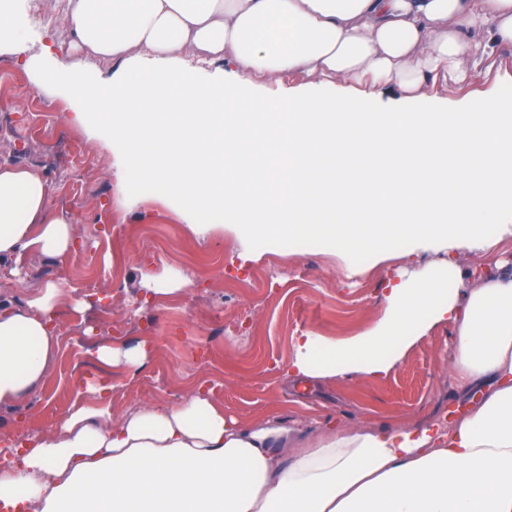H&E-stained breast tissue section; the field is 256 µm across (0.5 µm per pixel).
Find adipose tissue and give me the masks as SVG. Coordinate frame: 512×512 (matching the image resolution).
I'll list each match as a JSON object with an SVG mask.
<instances>
[{
  "instance_id": "adipose-tissue-1",
  "label": "adipose tissue",
  "mask_w": 512,
  "mask_h": 512,
  "mask_svg": "<svg viewBox=\"0 0 512 512\" xmlns=\"http://www.w3.org/2000/svg\"><path fill=\"white\" fill-rule=\"evenodd\" d=\"M89 56L126 68L77 77L75 111L119 144L145 185L250 239L319 235L385 260L431 244L491 252L512 234V86L441 109L428 79L463 75L490 27L512 46V0H67ZM231 57L223 72L203 66ZM303 72L287 108L256 105L240 81ZM398 88L404 104L383 102ZM34 166L0 163V263L74 249ZM61 283L0 306V405L38 390L58 345ZM452 321L449 384L480 399L411 427L244 423L203 388L112 418L110 389L51 434L0 440L5 512H512V274L461 291L441 261L390 286L357 338L295 340L298 378L384 376L437 323ZM292 449L282 458L281 449Z\"/></svg>"
}]
</instances>
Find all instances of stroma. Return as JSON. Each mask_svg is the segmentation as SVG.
<instances>
[{
	"instance_id": "stroma-1",
	"label": "stroma",
	"mask_w": 512,
	"mask_h": 512,
	"mask_svg": "<svg viewBox=\"0 0 512 512\" xmlns=\"http://www.w3.org/2000/svg\"><path fill=\"white\" fill-rule=\"evenodd\" d=\"M73 38L64 0H38L28 52L47 48L59 59V87L40 86L23 58L0 51V163L41 169L53 206L71 216L77 238L64 261L25 256L20 276L0 277V302L60 280L85 305L81 313L60 310L58 360L41 389L0 406V433L52 432L87 398L88 386L99 384L111 386L116 418L176 401L200 384L225 415L248 422L275 416L344 428L411 426L476 404L475 395L457 396L448 384L454 326L447 321L383 378H288L295 336L309 332L336 342L358 336L382 317L388 284L440 260V253L373 265L318 240L257 247L238 228L220 225L194 234L195 218L178 199L143 187L116 145L76 120L71 80L93 60ZM479 70L461 83H425L422 91L443 107L485 99L512 85V47L494 48ZM308 81L287 72L279 81L254 77L245 86L254 99L284 107ZM146 273L179 275L188 285L141 305L135 295ZM116 339L151 345L149 364L121 374L99 363L94 346Z\"/></svg>"
}]
</instances>
